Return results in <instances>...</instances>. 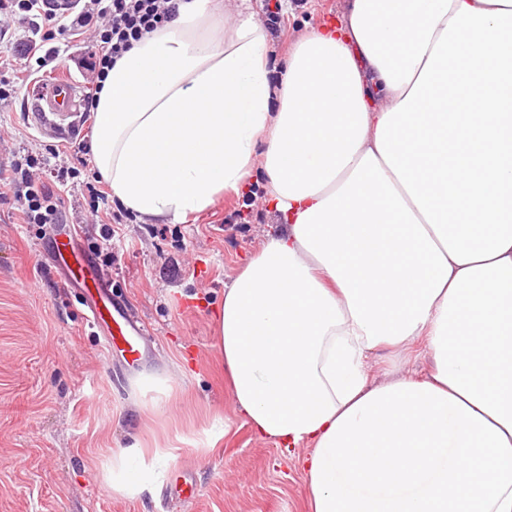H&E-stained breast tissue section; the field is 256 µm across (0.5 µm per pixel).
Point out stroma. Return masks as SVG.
<instances>
[{
    "label": "stroma",
    "instance_id": "35a3bbf8",
    "mask_svg": "<svg viewBox=\"0 0 512 512\" xmlns=\"http://www.w3.org/2000/svg\"><path fill=\"white\" fill-rule=\"evenodd\" d=\"M255 14L278 8L284 21L269 31L267 54L278 69L301 35L335 20L347 0H250ZM86 50L73 37L57 68L37 81L66 77L78 95L89 86L74 59ZM16 45L0 46V81L15 93L0 103V167L27 157H69L80 137L35 125L37 81ZM95 164L79 167L62 198L68 222L84 223L79 240L92 250L106 230L93 223L86 186ZM121 215L123 241L108 272L117 299L153 332L139 366L107 353L104 331L92 326L79 292L62 287L36 224L16 221L13 202H0V512H308L307 478L290 453L257 436L230 396L217 349L215 313L224 286L283 226L266 198L251 192L219 198L186 219L147 224ZM422 342L376 351L370 383L424 375ZM142 377L168 379L165 394L142 389ZM178 449L154 490L129 500L102 479L112 453Z\"/></svg>",
    "mask_w": 512,
    "mask_h": 512
}]
</instances>
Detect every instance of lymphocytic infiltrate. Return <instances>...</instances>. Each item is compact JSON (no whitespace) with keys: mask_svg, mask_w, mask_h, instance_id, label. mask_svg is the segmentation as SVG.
I'll use <instances>...</instances> for the list:
<instances>
[{"mask_svg":"<svg viewBox=\"0 0 512 512\" xmlns=\"http://www.w3.org/2000/svg\"><path fill=\"white\" fill-rule=\"evenodd\" d=\"M180 0H88L77 17L68 11L47 9L44 0H0V42L11 40V22L24 17L39 31L30 50L40 66L56 60L61 52L54 39L73 30L91 33L92 45L85 64L92 88L84 101L85 112H94L97 95L112 63L129 51L142 37L172 22ZM13 201L23 223L49 227L62 221V198L37 183L31 163L13 161L7 176H0V201Z\"/></svg>","mask_w":512,"mask_h":512,"instance_id":"obj_1","label":"lymphocytic infiltrate"}]
</instances>
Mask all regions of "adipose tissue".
<instances>
[{"label": "adipose tissue", "mask_w": 512, "mask_h": 512, "mask_svg": "<svg viewBox=\"0 0 512 512\" xmlns=\"http://www.w3.org/2000/svg\"><path fill=\"white\" fill-rule=\"evenodd\" d=\"M181 0L107 73L97 170L150 222L262 162L287 223L224 288L218 350L252 430L303 460L310 512H512V0H349L279 82L267 33ZM422 341L428 375L370 385ZM174 451L113 453V496Z\"/></svg>", "instance_id": "1"}]
</instances>
